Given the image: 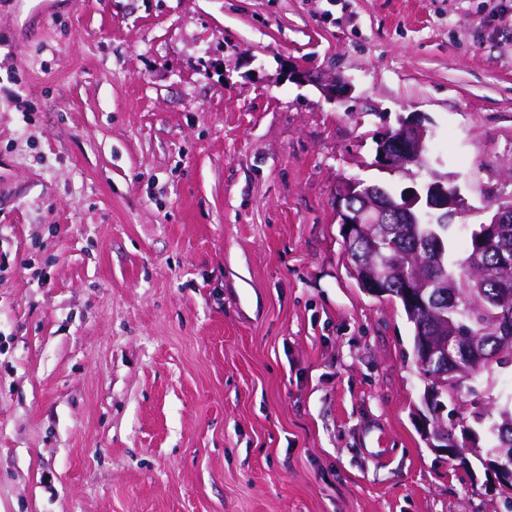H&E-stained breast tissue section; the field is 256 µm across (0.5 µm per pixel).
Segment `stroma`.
Masks as SVG:
<instances>
[{
  "mask_svg": "<svg viewBox=\"0 0 512 512\" xmlns=\"http://www.w3.org/2000/svg\"><path fill=\"white\" fill-rule=\"evenodd\" d=\"M435 174L461 258L512 204V0H0V512H504L336 215ZM426 128L418 122L404 121L387 130L377 142V162L392 172L408 165H419L425 150Z\"/></svg>",
  "mask_w": 512,
  "mask_h": 512,
  "instance_id": "stroma-1",
  "label": "stroma"
}]
</instances>
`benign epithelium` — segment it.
Masks as SVG:
<instances>
[{
  "label": "benign epithelium",
  "instance_id": "7a95c632",
  "mask_svg": "<svg viewBox=\"0 0 512 512\" xmlns=\"http://www.w3.org/2000/svg\"><path fill=\"white\" fill-rule=\"evenodd\" d=\"M426 128L418 122L404 121L396 129L386 131L377 142V162L392 172L404 169L408 165H418L425 150ZM421 194L413 190L395 200L385 194L376 185L360 180L342 183L336 192V209L340 224L344 227L345 245L359 240L369 244L370 259L365 265L369 288L366 292L377 297H393L391 289L393 276L406 265L410 257L395 250L383 232L376 231L381 224L395 220L401 224L415 225V237L424 247V253L416 257L417 273L401 281L398 296L403 299L412 312L432 313L435 294L430 288L448 287V272L443 264V248L439 235L424 224V216L431 217V223L445 224L448 218L455 217L464 204L457 187L448 179L436 177L429 184L426 206H421ZM512 222V205L501 206L490 222L482 225L478 234L482 245L463 262L467 269L475 270L482 265L483 255L487 251H496L500 257L499 280L501 296L509 298L508 287L512 286V252L502 246V224ZM436 313V312H434ZM458 341L454 323L448 319L447 310L436 313L431 333L423 337L419 368L427 387L424 403H429L440 395L438 385L442 378L458 380L464 374L461 368H449L448 342ZM467 359V366L475 368L482 360L479 338L470 336L460 343ZM420 432L428 447L437 453H443L457 462V466L466 472H472L469 456L479 453L477 439L472 435L468 419H462L455 427L459 433L448 432L443 420L432 419V413L419 416ZM486 474L492 488L501 492L512 491V448H498L493 460L487 463Z\"/></svg>",
  "mask_w": 512,
  "mask_h": 512
}]
</instances>
